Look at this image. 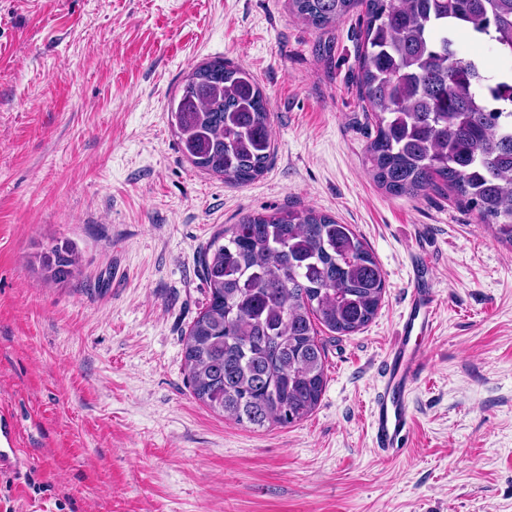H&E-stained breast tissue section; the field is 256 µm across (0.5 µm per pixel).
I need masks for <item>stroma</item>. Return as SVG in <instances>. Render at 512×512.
Returning a JSON list of instances; mask_svg holds the SVG:
<instances>
[{
  "label": "stroma",
  "instance_id": "1",
  "mask_svg": "<svg viewBox=\"0 0 512 512\" xmlns=\"http://www.w3.org/2000/svg\"><path fill=\"white\" fill-rule=\"evenodd\" d=\"M285 2L0 0V414L24 457L0 512H512V248L452 199L374 183L357 21L318 33ZM215 57L269 102L274 154L245 185L194 168L171 125ZM276 208L351 225L385 293L326 334L313 413L256 431L194 398L184 336L213 235ZM56 243L80 258L57 281ZM421 256L437 319L388 459L370 407Z\"/></svg>",
  "mask_w": 512,
  "mask_h": 512
}]
</instances>
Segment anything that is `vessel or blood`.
<instances>
[{
  "instance_id": "obj_1",
  "label": "vessel or blood",
  "mask_w": 512,
  "mask_h": 512,
  "mask_svg": "<svg viewBox=\"0 0 512 512\" xmlns=\"http://www.w3.org/2000/svg\"><path fill=\"white\" fill-rule=\"evenodd\" d=\"M429 264L417 259L410 303L380 365L381 386L370 412L374 447L387 458L399 456L412 426L410 394L422 364L421 337L432 331L437 315L435 296L426 277Z\"/></svg>"
}]
</instances>
